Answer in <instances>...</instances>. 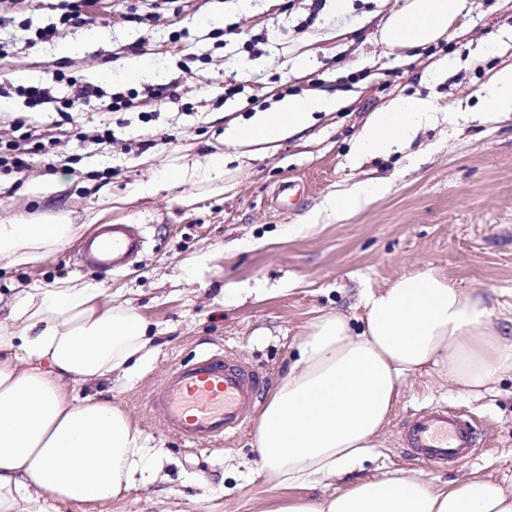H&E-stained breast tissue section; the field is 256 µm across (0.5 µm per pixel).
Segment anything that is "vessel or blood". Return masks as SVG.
Instances as JSON below:
<instances>
[{
    "instance_id": "b4317fda",
    "label": "vessel or blood",
    "mask_w": 512,
    "mask_h": 512,
    "mask_svg": "<svg viewBox=\"0 0 512 512\" xmlns=\"http://www.w3.org/2000/svg\"><path fill=\"white\" fill-rule=\"evenodd\" d=\"M143 248V238L130 224H103L77 248L90 267L117 270ZM262 373L241 365L221 350L203 351L167 370L149 396V409L162 420L165 433L188 445L206 446L224 440L248 424ZM400 446L412 460L442 468L469 459L478 447L476 423L445 406L409 417Z\"/></svg>"
}]
</instances>
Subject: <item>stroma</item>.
I'll return each mask as SVG.
<instances>
[{
    "label": "stroma",
    "mask_w": 512,
    "mask_h": 512,
    "mask_svg": "<svg viewBox=\"0 0 512 512\" xmlns=\"http://www.w3.org/2000/svg\"><path fill=\"white\" fill-rule=\"evenodd\" d=\"M402 0H0V82L50 87L58 102L71 81L105 92L177 81L178 97L120 112L98 103L71 111L74 125L112 145L84 148L64 135L54 107L29 112L24 97L0 100V139L30 115L48 153L0 172V220L65 212L75 223L135 224L144 247L118 272L83 265L74 243L35 268L0 267V298L66 279L94 282L104 299L131 302L151 321L155 350L128 380L109 385L161 451L163 479L104 503L101 512H264L281 488L254 475L253 430L206 449L165 434L146 397L164 371L204 349L239 355L267 376V399L293 363L317 316L361 317L365 289L434 268L461 288L486 290L496 314L512 317V116H482V90L512 66V0H468L438 42L411 58L386 52L378 30ZM150 14L131 21V12ZM57 28L50 41L38 34ZM96 34L81 55L61 41ZM146 73L133 81L129 61ZM237 87L234 95L226 87ZM341 91L348 103L268 150L239 157L221 141L228 118L273 111L307 90ZM397 97L432 100L434 120L384 156L355 158L370 112ZM224 156L221 173L208 166ZM385 191L336 212L356 184ZM445 405L472 418L480 445L464 463L431 469L400 452L399 426ZM437 483L512 470V380L479 399L460 395L435 370L405 382L363 476L397 470Z\"/></svg>",
    "instance_id": "stroma-1"
}]
</instances>
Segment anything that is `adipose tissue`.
<instances>
[{
	"label": "adipose tissue",
	"mask_w": 512,
	"mask_h": 512,
	"mask_svg": "<svg viewBox=\"0 0 512 512\" xmlns=\"http://www.w3.org/2000/svg\"><path fill=\"white\" fill-rule=\"evenodd\" d=\"M466 0H405L379 30L393 52L428 46L458 20ZM312 91L274 111L230 122L224 142L241 153L304 131L316 113L342 106ZM432 118L428 102L397 98L372 112L356 144L389 154ZM68 215L0 224V264L39 265L76 237ZM362 329L339 312L320 316L297 345L288 374L260 411L259 476L291 490L270 512H512V473L472 474L442 486L411 471L352 479L378 447L400 389L432 368L472 397L512 378V323L486 292L454 286L427 268L362 298ZM150 322L112 305L96 285L69 279L26 292L0 315V512L92 508L157 482L155 448L105 395L77 398V384L129 378L151 353ZM340 480L328 496L304 488Z\"/></svg>",
	"instance_id": "ef3b65f1"
}]
</instances>
